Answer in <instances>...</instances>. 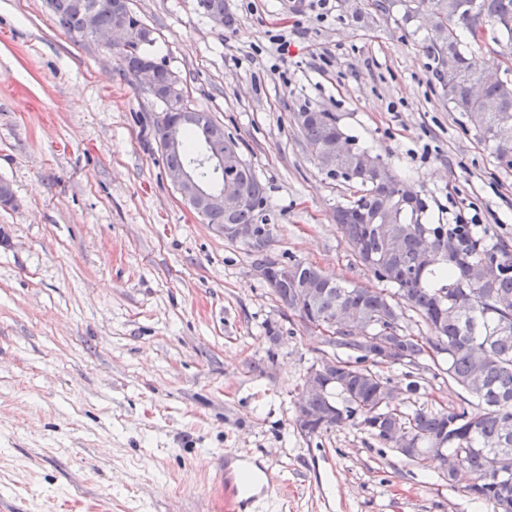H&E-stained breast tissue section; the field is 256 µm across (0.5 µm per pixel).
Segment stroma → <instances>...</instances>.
Masks as SVG:
<instances>
[{"mask_svg":"<svg viewBox=\"0 0 512 512\" xmlns=\"http://www.w3.org/2000/svg\"><path fill=\"white\" fill-rule=\"evenodd\" d=\"M224 3V28L196 0L130 7L263 184L271 256L378 286L332 219L353 189L315 164L304 107L422 191L430 223L512 243V170L449 111L412 28L344 0ZM160 114L117 52L71 39L44 0H0V180L16 199L0 207V512H234L224 480L242 461L272 477L246 512H492L361 427L300 433L295 400L334 350L184 204ZM434 370L380 373L401 411L459 402Z\"/></svg>","mask_w":512,"mask_h":512,"instance_id":"stroma-1","label":"stroma"}]
</instances>
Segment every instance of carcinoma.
I'll list each match as a JSON object with an SVG mask.
<instances>
[{
	"label": "carcinoma",
	"instance_id": "cac0c4a2",
	"mask_svg": "<svg viewBox=\"0 0 512 512\" xmlns=\"http://www.w3.org/2000/svg\"><path fill=\"white\" fill-rule=\"evenodd\" d=\"M58 26L71 38H87L88 25L110 27L121 23L130 31L126 47L118 50L122 71L134 74L144 63H155L159 84L170 82L176 72L155 57L152 31L129 7L128 0H46ZM401 21L424 32L423 49L432 59V77L443 98L460 113L476 138L487 144L498 162L512 168V82L485 67L478 56L484 28L497 26L502 38L512 41V0H373L374 10L386 15L395 6ZM207 17L224 16V0H196ZM152 97L162 107L156 134L163 138L167 123L182 112H196L185 92L166 98ZM298 134L313 148L317 166L328 175L357 185L352 200L336 206L332 219L359 264L393 292L368 290L326 277L318 267L298 259L283 261L281 276L272 284L277 300L308 329L319 317H332L347 308L351 331L336 323V335L327 343L348 351L335 357L336 381L327 387L303 386L305 414L312 420L336 409V425L362 427L391 448L401 447L404 436L418 451L407 460L421 464L432 454L447 470L470 483L465 492L471 501L489 503L494 512H512V245L505 240L489 243L472 224H431L428 200L421 191L411 199L410 186L383 159L357 145L330 112L304 108L293 113ZM186 123L181 147L164 152L166 168L189 165L196 145L211 147L212 125ZM247 194L242 207L228 213L206 210L203 221L217 228L224 224L254 226L255 241L244 246L253 266L271 261L268 246L276 229L262 223L265 188L254 170L240 161L224 170ZM394 185L386 192L383 176ZM439 245L454 244L468 256L453 257L431 266L421 257L423 233ZM315 290L312 302L304 301ZM417 314L427 335L415 336L403 326L404 311ZM378 336L394 353L393 363L420 366L424 355L441 357L439 370L465 396L456 406L431 410L418 407L399 412L391 405L390 382L375 367L385 364L360 354L359 333Z\"/></svg>",
	"mask_w": 512,
	"mask_h": 512
}]
</instances>
